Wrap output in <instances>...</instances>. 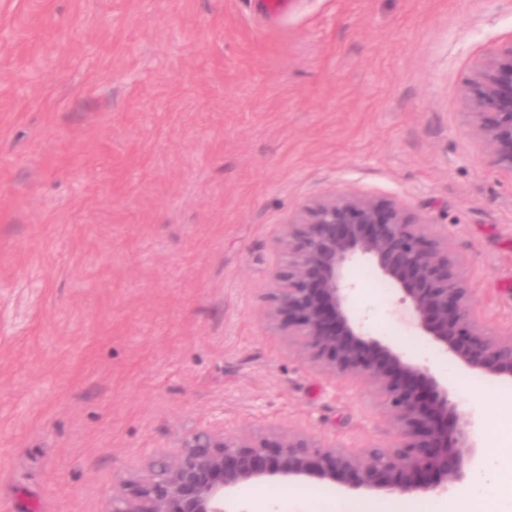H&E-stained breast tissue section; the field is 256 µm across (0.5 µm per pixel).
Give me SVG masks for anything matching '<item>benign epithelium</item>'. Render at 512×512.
Here are the masks:
<instances>
[{
    "mask_svg": "<svg viewBox=\"0 0 512 512\" xmlns=\"http://www.w3.org/2000/svg\"><path fill=\"white\" fill-rule=\"evenodd\" d=\"M481 62L466 100L468 125L491 167L512 174V43ZM286 256L270 275V317L333 379L371 387L397 433L391 445L338 448L300 430L231 435L216 421L184 437L171 458L124 485L112 512H229L246 486L303 487L315 479L360 496H419L462 487L480 459L475 424L448 381L369 334L352 308L349 269L370 265L412 316L417 335L459 368L512 382V333L492 336L473 319V291L428 230L396 198L322 197L283 225Z\"/></svg>",
    "mask_w": 512,
    "mask_h": 512,
    "instance_id": "obj_1",
    "label": "benign epithelium"
}]
</instances>
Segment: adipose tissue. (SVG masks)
<instances>
[{
    "label": "adipose tissue",
    "mask_w": 512,
    "mask_h": 512,
    "mask_svg": "<svg viewBox=\"0 0 512 512\" xmlns=\"http://www.w3.org/2000/svg\"><path fill=\"white\" fill-rule=\"evenodd\" d=\"M428 512H512V486L507 485L502 456L489 451L486 462L474 470L460 494L433 498Z\"/></svg>",
    "instance_id": "adipose-tissue-1"
}]
</instances>
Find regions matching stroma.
Returning a JSON list of instances; mask_svg holds the SVG:
<instances>
[{"label":"stroma","mask_w":512,"mask_h":512,"mask_svg":"<svg viewBox=\"0 0 512 512\" xmlns=\"http://www.w3.org/2000/svg\"><path fill=\"white\" fill-rule=\"evenodd\" d=\"M263 2L0 0V512H110L216 420L390 442L372 390L269 316L282 227L318 198L403 201L447 236L483 329L512 331V174L464 108L512 43V0H291L277 19ZM366 270L369 332L481 411L490 381L449 370Z\"/></svg>","instance_id":"obj_1"}]
</instances>
